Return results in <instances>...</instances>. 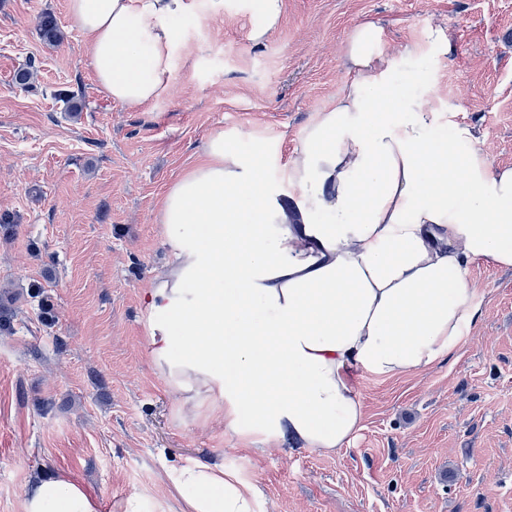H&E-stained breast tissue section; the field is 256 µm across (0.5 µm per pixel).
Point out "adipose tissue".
<instances>
[{
  "label": "adipose tissue",
  "instance_id": "obj_1",
  "mask_svg": "<svg viewBox=\"0 0 512 512\" xmlns=\"http://www.w3.org/2000/svg\"><path fill=\"white\" fill-rule=\"evenodd\" d=\"M193 8L68 0L99 84L132 108L169 95L174 21ZM382 34L356 28L353 78L288 165L294 196L268 183L264 144L243 155L218 130L162 200L175 261L146 292L147 354L184 404L240 439L348 447L364 421L350 370H427L481 315L471 264L512 268V167L494 166L469 126L435 136L436 113L391 79ZM175 488L187 512H255V488L209 465L182 470ZM101 510L64 474L22 498V512Z\"/></svg>",
  "mask_w": 512,
  "mask_h": 512
}]
</instances>
